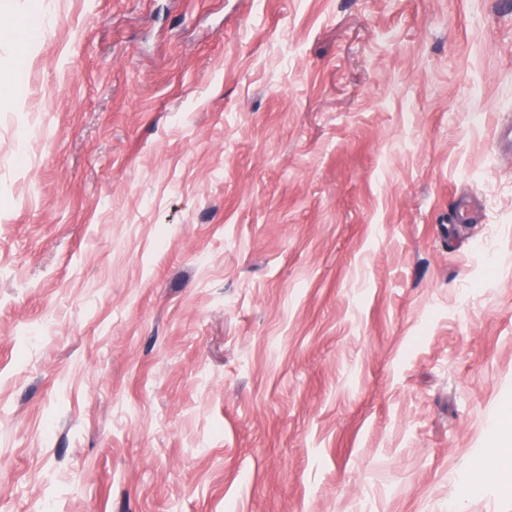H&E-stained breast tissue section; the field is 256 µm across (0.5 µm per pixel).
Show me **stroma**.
Returning a JSON list of instances; mask_svg holds the SVG:
<instances>
[{"mask_svg": "<svg viewBox=\"0 0 512 512\" xmlns=\"http://www.w3.org/2000/svg\"><path fill=\"white\" fill-rule=\"evenodd\" d=\"M48 2L0 0V512H512V11ZM503 446L490 452L485 459V468L511 472L512 470V438L506 435L503 438Z\"/></svg>", "mask_w": 512, "mask_h": 512, "instance_id": "35a3bbf8", "label": "stroma"}]
</instances>
